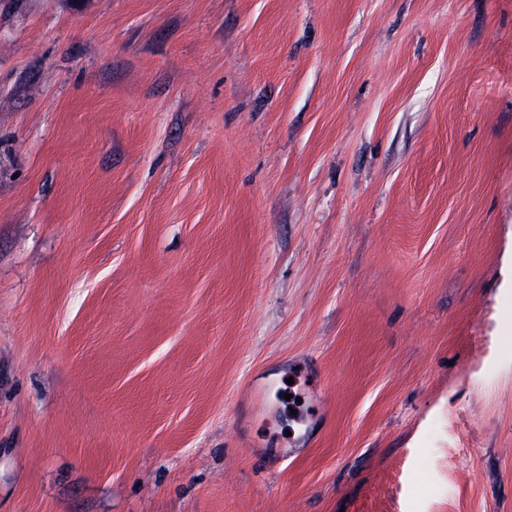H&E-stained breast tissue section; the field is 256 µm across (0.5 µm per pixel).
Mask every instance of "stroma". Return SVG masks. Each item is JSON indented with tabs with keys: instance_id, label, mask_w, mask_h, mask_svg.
Listing matches in <instances>:
<instances>
[{
	"instance_id": "obj_1",
	"label": "stroma",
	"mask_w": 512,
	"mask_h": 512,
	"mask_svg": "<svg viewBox=\"0 0 512 512\" xmlns=\"http://www.w3.org/2000/svg\"><path fill=\"white\" fill-rule=\"evenodd\" d=\"M0 512H512V0H0Z\"/></svg>"
}]
</instances>
